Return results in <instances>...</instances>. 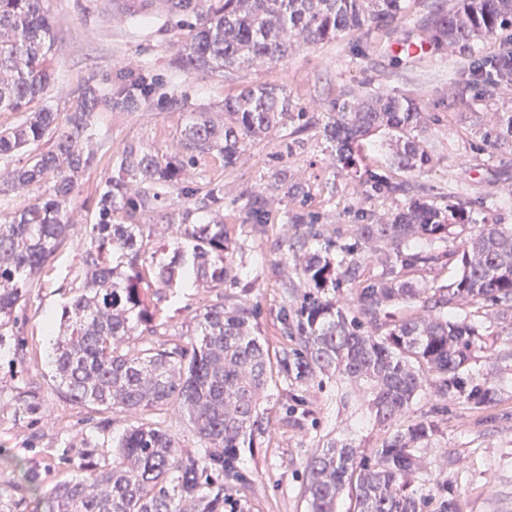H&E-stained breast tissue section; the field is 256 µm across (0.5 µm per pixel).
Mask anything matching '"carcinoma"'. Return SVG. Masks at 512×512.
Segmentation results:
<instances>
[{
  "label": "carcinoma",
  "instance_id": "carcinoma-1",
  "mask_svg": "<svg viewBox=\"0 0 512 512\" xmlns=\"http://www.w3.org/2000/svg\"><path fill=\"white\" fill-rule=\"evenodd\" d=\"M435 2L437 9L424 23L425 43L434 51L466 52L476 40L512 31V0H454L449 8L445 0ZM406 15L407 0H213L191 27L177 63L186 72L231 73L282 60L301 44L392 28ZM55 50L44 0H0V112L26 113L19 124L0 131V160L52 139L50 149L12 169L0 184V194H7L52 179L46 198L0 223L1 336L26 302L32 276L72 238L67 207L93 161L81 146L91 117L102 108L133 111L152 91L143 79L108 93L84 83L73 92L61 126L57 113L40 105ZM470 77L489 96L511 90L512 41L498 54L477 59ZM323 111L333 166L348 174L364 172L379 191L404 193L406 187L370 168L363 152L370 136L383 132L395 142L392 165L400 170L421 171L431 163L416 135L424 116L411 97L347 90ZM284 120L299 132L314 127L307 108L283 87L261 82L224 97L222 125L206 112L195 113L181 153L164 156L133 145L117 153L97 201L101 221L81 242L84 278L60 320L48 324L53 378L76 405L136 414L175 403L203 448L186 451L173 435L141 423L118 438V461L108 467L80 455L69 462L73 473L46 489L25 471V482L39 493L35 512H224L229 487L245 482L239 467L243 450L256 446L269 428L260 401L276 374L301 383L330 372L363 381L373 390L370 409L380 423L409 414L429 377L437 403L455 398L481 407L495 399L494 387L467 373L481 342L480 326L466 315L448 316L447 308L485 301L512 318V226L486 224L450 254L402 248L410 238L434 241L450 226L469 223L456 203L442 207L411 197L387 219L370 217L356 229L370 245L361 260L337 263L327 249L311 252L303 274L313 290L293 315L286 308L280 313L287 343L273 353L256 335L247 301L228 305L222 297L203 308L186 343L156 348L138 340L156 331L159 289L187 281L219 288L234 278L224 220L200 224L190 206L165 212L161 190L182 184L198 156L214 149L224 154V166L235 165ZM484 137L495 146H512V113H494ZM275 190L286 198L306 196L304 186L285 174ZM200 203L210 211L224 209V187H210ZM154 212L172 233L170 252L148 250L141 219ZM269 219L263 203L251 204L246 222L262 227ZM444 259L456 260L459 275L428 297L408 276ZM365 263L381 272L352 296L357 314L351 316L329 292L354 282ZM419 299L415 314L380 324L392 303ZM437 432L434 422L419 421L389 436L369 457L347 441L328 442L308 464V512H336L346 493L351 512H434L432 499L413 488V478L421 466L417 449Z\"/></svg>",
  "mask_w": 512,
  "mask_h": 512
}]
</instances>
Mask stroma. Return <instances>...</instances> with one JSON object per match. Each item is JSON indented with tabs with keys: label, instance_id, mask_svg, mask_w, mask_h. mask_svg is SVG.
I'll list each match as a JSON object with an SVG mask.
<instances>
[{
	"label": "stroma",
	"instance_id": "1",
	"mask_svg": "<svg viewBox=\"0 0 512 512\" xmlns=\"http://www.w3.org/2000/svg\"><path fill=\"white\" fill-rule=\"evenodd\" d=\"M45 4L57 50L44 104L66 115L71 93L88 81L106 92L145 77L152 92L135 111L95 112L88 129L93 162L80 176L68 207L75 239L34 276L11 335L0 340V500H22L20 512H33L36 506L35 494L22 480L25 469H34L47 484L80 453L98 466L111 465L117 438L132 424L166 431L188 451L201 446L174 407L131 415L79 406L66 400L49 377L52 341L44 320L60 316L81 282L77 242L100 221L96 201L120 146L179 153L192 112L203 109L215 122H223L225 95L256 81L284 86L292 99L312 111L346 88L383 89L414 98L425 112L419 138L432 163L411 173L391 167L393 149L379 140L370 152L375 166L392 180L409 182L416 194L435 204H461L474 218L470 224L452 225L437 250L456 251L481 224L512 225V148L482 139L493 113L512 112V94L487 97L474 85L459 98L450 86L472 59L497 52L504 38L477 41L465 53L422 57L397 51L404 34L423 38L422 22L432 0H410L398 30L345 33L281 61L229 75L187 73L177 66V49L193 19L167 13L162 0ZM280 170L302 180L309 193L306 201L286 199L272 190L273 175ZM184 183L201 193L215 184L223 186L224 221L232 227L228 257L238 276L219 289L191 284L163 289L157 330L144 338L155 347L178 341L196 314L221 296L229 303L248 299L259 336L270 350H278L284 342L278 316L309 292L302 267L307 251L318 246L317 241H305L307 225L284 224V212L302 208L317 215V228L336 242L332 256L339 260L343 248L356 243V226L364 217L394 213L405 203L404 197L334 172L321 130L298 134L288 123L255 141L235 166L225 167L218 153L205 155ZM257 195L273 214L271 223L260 229L245 221L247 204ZM463 311L483 332L482 348L468 372L496 388L494 403L474 409L451 400L440 408L423 396L409 416L381 424L368 412L372 394L365 383L335 374L295 384L274 379L261 400L270 429L256 448L243 453L240 466L248 482L232 494L242 512H307V464L327 439L347 440L367 453L393 432L421 420L434 421L438 432L432 447L418 451L426 463L415 480L419 494L435 495L443 512H512V324L480 303L465 305Z\"/></svg>",
	"mask_w": 512,
	"mask_h": 512
}]
</instances>
